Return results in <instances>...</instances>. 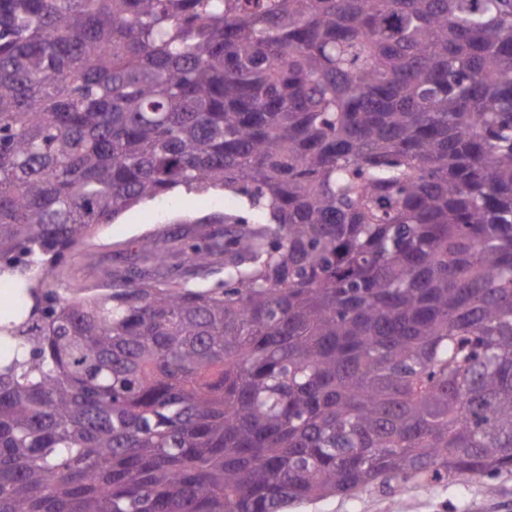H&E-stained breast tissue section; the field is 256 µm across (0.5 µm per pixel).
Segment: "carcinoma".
Returning a JSON list of instances; mask_svg holds the SVG:
<instances>
[{
	"instance_id": "carcinoma-1",
	"label": "carcinoma",
	"mask_w": 512,
	"mask_h": 512,
	"mask_svg": "<svg viewBox=\"0 0 512 512\" xmlns=\"http://www.w3.org/2000/svg\"><path fill=\"white\" fill-rule=\"evenodd\" d=\"M1 281L0 512L511 473L512 0H0ZM226 202L239 214L252 218L247 206L224 196V190L198 193L181 188L146 201L101 227L89 247L100 259L97 269H88L76 261L70 267V277L74 283H101L107 279L105 271L112 268L117 253L145 235L166 238L204 227L224 228L222 224L208 222L224 216Z\"/></svg>"
}]
</instances>
